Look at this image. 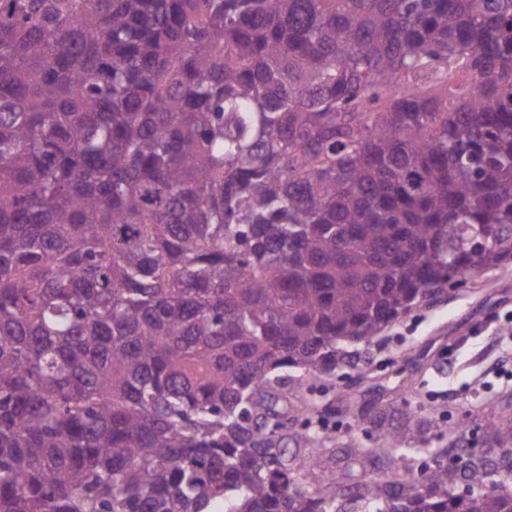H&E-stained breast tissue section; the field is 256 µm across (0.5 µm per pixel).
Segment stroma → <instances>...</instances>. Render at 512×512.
Instances as JSON below:
<instances>
[{"label": "stroma", "instance_id": "35a3bbf8", "mask_svg": "<svg viewBox=\"0 0 512 512\" xmlns=\"http://www.w3.org/2000/svg\"><path fill=\"white\" fill-rule=\"evenodd\" d=\"M369 379L356 395L385 398L402 382L421 398L448 403L441 430L468 420L472 406H493L512 394V261L449 286L441 301L392 324L370 351Z\"/></svg>", "mask_w": 512, "mask_h": 512}]
</instances>
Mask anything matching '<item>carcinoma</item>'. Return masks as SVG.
Listing matches in <instances>:
<instances>
[{"label":"carcinoma","mask_w":512,"mask_h":512,"mask_svg":"<svg viewBox=\"0 0 512 512\" xmlns=\"http://www.w3.org/2000/svg\"><path fill=\"white\" fill-rule=\"evenodd\" d=\"M509 260L512 0H0V512H512L336 389Z\"/></svg>","instance_id":"obj_1"}]
</instances>
